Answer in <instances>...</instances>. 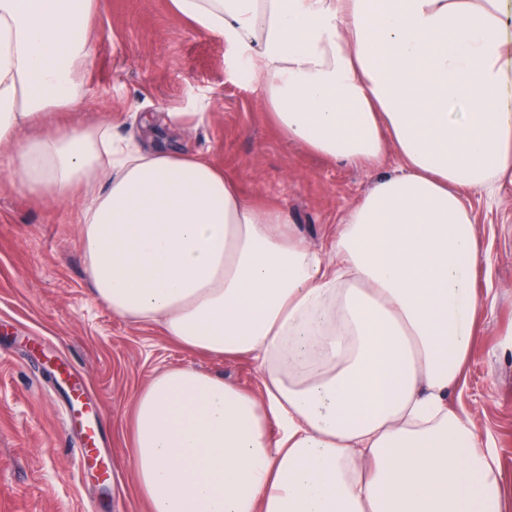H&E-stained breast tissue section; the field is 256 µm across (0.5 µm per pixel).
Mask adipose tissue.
Returning <instances> with one entry per match:
<instances>
[{
  "mask_svg": "<svg viewBox=\"0 0 512 512\" xmlns=\"http://www.w3.org/2000/svg\"><path fill=\"white\" fill-rule=\"evenodd\" d=\"M248 66L274 123L376 177L320 246L206 156L82 108L96 0H0V165L79 199L93 297L181 347L257 366L254 395L192 367L134 396L128 478L149 512H504L497 452L452 395L484 250L466 194L512 183L499 0H173Z\"/></svg>",
  "mask_w": 512,
  "mask_h": 512,
  "instance_id": "1",
  "label": "adipose tissue"
}]
</instances>
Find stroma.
Listing matches in <instances>:
<instances>
[{"label":"stroma","mask_w":512,"mask_h":512,"mask_svg":"<svg viewBox=\"0 0 512 512\" xmlns=\"http://www.w3.org/2000/svg\"><path fill=\"white\" fill-rule=\"evenodd\" d=\"M93 65L85 109L60 123L111 121L138 134L153 118L152 146L199 151L265 206H286L298 231L321 244L331 224L375 174L289 146L223 39L198 32L172 0H97ZM193 113V126L165 133L167 113ZM487 258L474 288L478 333L455 407L471 412L498 454L512 497V185L495 203L471 194ZM78 206L13 188L0 169V512H148L127 478L133 454L132 401L161 370L191 366L259 393L248 358L183 349L158 326L112 314L93 299L80 247ZM88 386L106 421L102 445L115 484L82 473L76 434L63 424L64 398L47 361Z\"/></svg>","instance_id":"35a3bbf8"}]
</instances>
